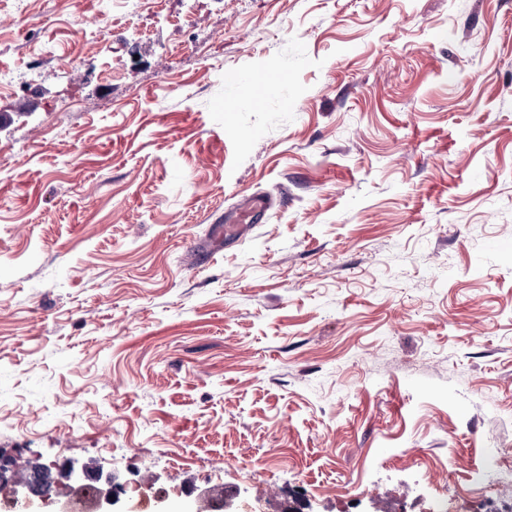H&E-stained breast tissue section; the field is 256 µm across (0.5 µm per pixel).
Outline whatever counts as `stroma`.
<instances>
[{"label": "stroma", "mask_w": 512, "mask_h": 512, "mask_svg": "<svg viewBox=\"0 0 512 512\" xmlns=\"http://www.w3.org/2000/svg\"><path fill=\"white\" fill-rule=\"evenodd\" d=\"M0 67V454L512 512V0H0ZM272 206L273 200L268 196L250 197L244 201L236 217L225 222L229 224H259ZM470 480L479 488L490 491L498 492L504 487L512 488V465L497 464L487 470L476 472Z\"/></svg>", "instance_id": "stroma-1"}]
</instances>
